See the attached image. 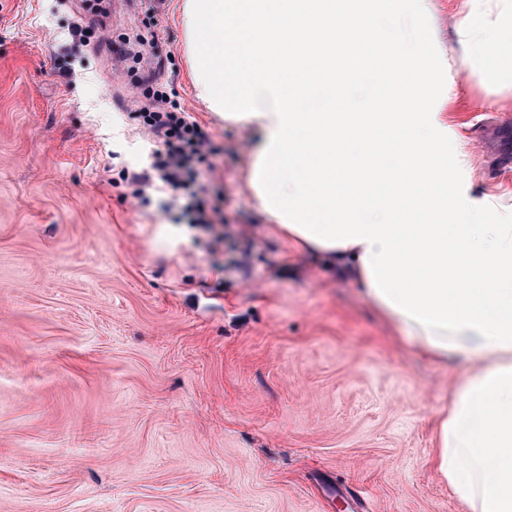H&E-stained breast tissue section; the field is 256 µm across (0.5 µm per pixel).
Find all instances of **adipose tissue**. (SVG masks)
I'll list each match as a JSON object with an SVG mask.
<instances>
[{
    "mask_svg": "<svg viewBox=\"0 0 512 512\" xmlns=\"http://www.w3.org/2000/svg\"><path fill=\"white\" fill-rule=\"evenodd\" d=\"M394 7L184 0L181 19L197 96L257 138L244 186L270 224L294 249L353 269L376 314L422 355L468 364L436 420L431 465L465 512H512V223L489 222L491 199L449 207L455 135L425 91L422 48L388 23ZM232 14L274 27L300 53L254 67L229 63L221 44ZM359 20L381 35L366 52L376 94L405 76L416 80L397 108L330 109L332 89L359 78L341 58ZM204 32L210 42H201ZM458 35L485 54L481 78L503 81L497 62L512 43L501 29L473 11ZM340 149L353 150L356 177L337 171ZM292 155L299 165L282 170Z\"/></svg>",
    "mask_w": 512,
    "mask_h": 512,
    "instance_id": "1",
    "label": "adipose tissue"
}]
</instances>
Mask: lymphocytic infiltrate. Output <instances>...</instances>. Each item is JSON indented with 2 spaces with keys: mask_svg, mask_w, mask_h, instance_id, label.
Listing matches in <instances>:
<instances>
[{
  "mask_svg": "<svg viewBox=\"0 0 512 512\" xmlns=\"http://www.w3.org/2000/svg\"><path fill=\"white\" fill-rule=\"evenodd\" d=\"M142 117L151 135V162L149 170L132 176L137 198L159 196L165 211L179 212L181 221L188 224L210 230L222 223L220 211L209 203V181L197 167L201 155L213 148L208 135L177 100L160 89L153 91Z\"/></svg>",
  "mask_w": 512,
  "mask_h": 512,
  "instance_id": "lymphocytic-infiltrate-1",
  "label": "lymphocytic infiltrate"
}]
</instances>
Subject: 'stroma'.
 I'll return each mask as SVG.
<instances>
[{"mask_svg":"<svg viewBox=\"0 0 512 512\" xmlns=\"http://www.w3.org/2000/svg\"><path fill=\"white\" fill-rule=\"evenodd\" d=\"M183 0H0V512H465L432 472L464 374L394 338L354 276L292 248L244 188L254 143L196 98ZM433 0L428 88L468 143L470 194L512 221V83ZM173 89L217 150L230 237L138 205V94Z\"/></svg>","mask_w":512,"mask_h":512,"instance_id":"1","label":"stroma"}]
</instances>
